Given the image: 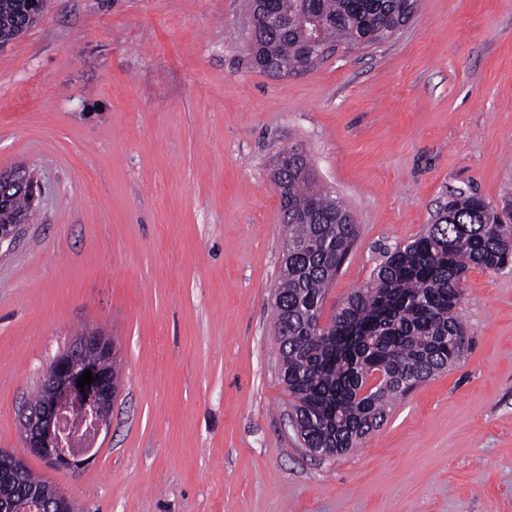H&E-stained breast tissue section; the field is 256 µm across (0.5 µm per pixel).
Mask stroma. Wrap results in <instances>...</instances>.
Listing matches in <instances>:
<instances>
[{"instance_id":"35a3bbf8","label":"stroma","mask_w":512,"mask_h":512,"mask_svg":"<svg viewBox=\"0 0 512 512\" xmlns=\"http://www.w3.org/2000/svg\"><path fill=\"white\" fill-rule=\"evenodd\" d=\"M248 0H49L0 49V169L41 185L0 248V449L74 512H512V266L472 269L461 361L349 453L304 447L274 336L281 152L356 243L323 322L450 194L512 205V0H419L394 36L305 73L249 63ZM88 329L119 388L74 471L20 416Z\"/></svg>"}]
</instances>
